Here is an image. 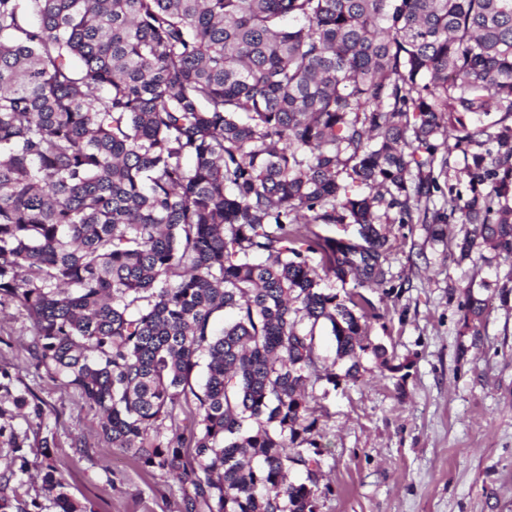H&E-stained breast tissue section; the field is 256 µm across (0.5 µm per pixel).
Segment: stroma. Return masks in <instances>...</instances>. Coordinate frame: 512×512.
Instances as JSON below:
<instances>
[{
  "instance_id": "stroma-1",
  "label": "stroma",
  "mask_w": 512,
  "mask_h": 512,
  "mask_svg": "<svg viewBox=\"0 0 512 512\" xmlns=\"http://www.w3.org/2000/svg\"><path fill=\"white\" fill-rule=\"evenodd\" d=\"M392 282L364 294L377 308L369 338L402 373L365 353L357 381L318 382L312 406L325 487L317 512H512V301L493 302L480 337L462 322L469 285L494 269L453 258L423 225L390 224ZM27 311L0 302V424L26 434L22 450L0 436V495L29 512H58L34 462L55 467L63 491L92 512H180L175 480L144 469L101 433L100 413L52 368L36 367ZM33 392L35 430L15 395Z\"/></svg>"
}]
</instances>
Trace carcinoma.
Returning a JSON list of instances; mask_svg holds the SVG:
<instances>
[{
  "label": "carcinoma",
  "mask_w": 512,
  "mask_h": 512,
  "mask_svg": "<svg viewBox=\"0 0 512 512\" xmlns=\"http://www.w3.org/2000/svg\"><path fill=\"white\" fill-rule=\"evenodd\" d=\"M385 224L463 225L512 295V0H0V300L182 512H316V327L404 369Z\"/></svg>",
  "instance_id": "cac0c4a2"
}]
</instances>
